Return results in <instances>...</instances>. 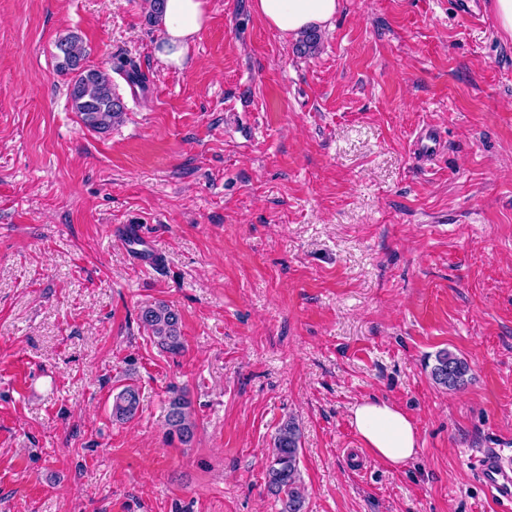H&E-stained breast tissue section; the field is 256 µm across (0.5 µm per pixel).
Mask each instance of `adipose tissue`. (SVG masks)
Masks as SVG:
<instances>
[{
  "instance_id": "obj_1",
  "label": "adipose tissue",
  "mask_w": 512,
  "mask_h": 512,
  "mask_svg": "<svg viewBox=\"0 0 512 512\" xmlns=\"http://www.w3.org/2000/svg\"><path fill=\"white\" fill-rule=\"evenodd\" d=\"M340 0H254L253 10L281 37L299 36L325 26L335 16ZM203 0H165L161 18L163 41L158 56L166 65L181 68L189 46L204 27ZM350 423L369 454L382 464L398 467L419 452L417 429L394 404L377 399L354 404Z\"/></svg>"
}]
</instances>
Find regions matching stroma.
<instances>
[{
  "instance_id": "1",
  "label": "stroma",
  "mask_w": 512,
  "mask_h": 512,
  "mask_svg": "<svg viewBox=\"0 0 512 512\" xmlns=\"http://www.w3.org/2000/svg\"><path fill=\"white\" fill-rule=\"evenodd\" d=\"M204 6L178 69L146 0H0V512H278L290 416L306 512H501L479 459L512 451V35L489 5L465 26L455 0H341L302 57L252 0ZM69 34L85 67L147 78L113 75L108 131L71 108ZM158 301L179 356L138 321ZM442 349L471 367L460 391L430 377ZM373 397L417 426L403 467L350 424ZM441 147L438 133L430 128L418 135L414 143L415 154L421 159H429L437 155ZM139 321L153 342L165 352L177 356L184 350L180 315L170 305L158 302L140 310ZM140 395L135 385L129 384L112 400V418L118 422L134 419L139 411ZM166 423L169 434L183 443L194 437L196 422L192 416L191 402L183 390L173 388L167 403ZM301 449L300 428L293 418H288L277 429L265 466V483L277 498L279 512H304L299 474Z\"/></svg>"
}]
</instances>
